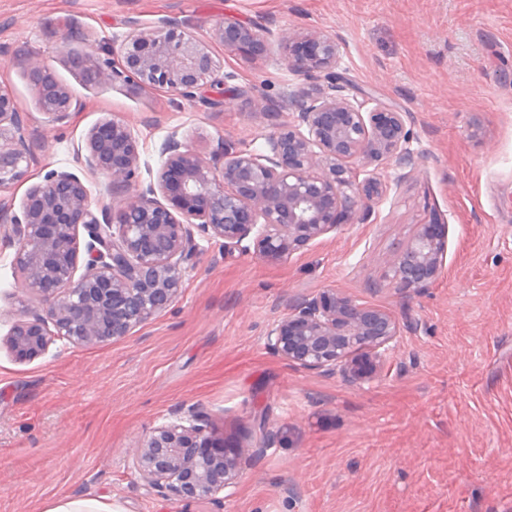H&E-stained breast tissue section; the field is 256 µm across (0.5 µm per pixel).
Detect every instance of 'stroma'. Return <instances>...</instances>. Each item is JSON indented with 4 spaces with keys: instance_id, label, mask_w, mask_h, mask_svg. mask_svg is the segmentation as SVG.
Listing matches in <instances>:
<instances>
[{
    "instance_id": "stroma-1",
    "label": "stroma",
    "mask_w": 512,
    "mask_h": 512,
    "mask_svg": "<svg viewBox=\"0 0 512 512\" xmlns=\"http://www.w3.org/2000/svg\"><path fill=\"white\" fill-rule=\"evenodd\" d=\"M227 15L264 33L338 37L348 94L404 112L413 162L357 163L380 187L365 223L288 261L198 238L182 296L123 340L58 343L29 363L1 350L0 512L72 499L121 512H512V0H0V89L24 111L32 153L25 179L0 190V337L8 310L29 301L10 225L29 188L64 170L92 207L112 200L108 178L82 160L100 120L130 127L145 187L169 137L216 160L228 146L266 151L292 117L303 78L275 45L252 59L228 53L214 38ZM170 21L208 47L220 83L191 98L134 94L81 62ZM65 23L79 33L66 46ZM32 58L70 91L64 118L42 111ZM236 89L249 102L232 99ZM268 102L279 112L263 113ZM434 217L448 226L440 275L396 290L389 258ZM326 289L403 327L368 383L294 368L264 347L269 324ZM180 406L207 412L225 447L244 451L237 486L206 503L154 495L128 467V448ZM260 415L287 434L254 456Z\"/></svg>"
}]
</instances>
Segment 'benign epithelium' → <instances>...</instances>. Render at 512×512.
<instances>
[{"instance_id":"obj_1","label":"benign epithelium","mask_w":512,"mask_h":512,"mask_svg":"<svg viewBox=\"0 0 512 512\" xmlns=\"http://www.w3.org/2000/svg\"><path fill=\"white\" fill-rule=\"evenodd\" d=\"M226 51L262 53L259 29L226 16L215 29ZM277 46L286 67L306 84L295 94L305 105L269 136V153L224 148V162L199 154L176 137L163 144L156 183L137 188L138 142L123 122L105 118L86 138L85 165L121 190L118 206L91 209L88 191L73 173L50 170L32 186L11 217L14 263L25 293L37 305L14 314L0 339L26 363L60 341L86 347L120 340L183 292L187 263L198 253L194 232L222 241L228 252L283 262L342 224L365 221L378 183L358 182L354 160L408 161L403 113L345 95L336 72L337 37L288 32ZM95 75L133 93L166 88L183 97L216 79L219 66L194 35L166 26L130 32L120 53L89 58ZM42 109L61 118L71 110L69 90L55 81L39 86ZM30 149L25 114L0 91V189L26 174ZM123 215V224L112 216ZM447 228L419 224L388 261L399 291L427 287L447 254ZM401 330L387 310L358 304L328 289L273 322L265 348L295 368L365 383L386 366ZM130 468L148 489L186 502L215 499L240 478V454L224 447L207 413L177 408L129 451Z\"/></svg>"}]
</instances>
